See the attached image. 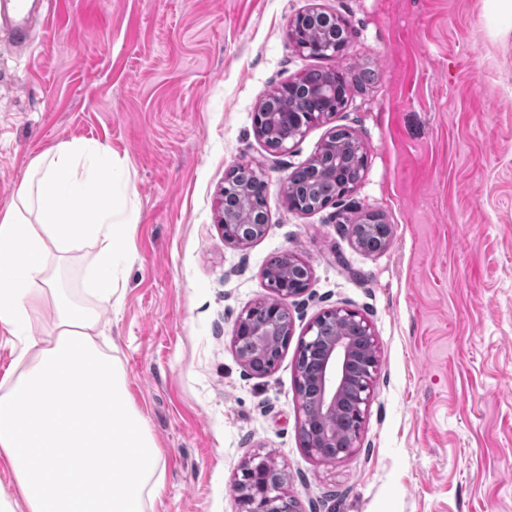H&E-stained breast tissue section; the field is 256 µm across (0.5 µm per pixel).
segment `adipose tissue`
Segmentation results:
<instances>
[{
  "mask_svg": "<svg viewBox=\"0 0 512 512\" xmlns=\"http://www.w3.org/2000/svg\"><path fill=\"white\" fill-rule=\"evenodd\" d=\"M83 160L89 177L78 176ZM139 212L111 151L74 142L38 157L0 211V329L24 345L0 378V456L13 493L0 512H147L164 463L128 402L120 360L97 341L102 306L121 299L113 278L126 255L113 247ZM99 306L72 301L50 271L87 241ZM50 310L37 333L34 313Z\"/></svg>",
  "mask_w": 512,
  "mask_h": 512,
  "instance_id": "ef3b65f1",
  "label": "adipose tissue"
}]
</instances>
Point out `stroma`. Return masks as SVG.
Returning a JSON list of instances; mask_svg holds the SVG:
<instances>
[{
  "mask_svg": "<svg viewBox=\"0 0 512 512\" xmlns=\"http://www.w3.org/2000/svg\"><path fill=\"white\" fill-rule=\"evenodd\" d=\"M348 30L337 57L301 54L288 22L309 0H60L25 50L0 46V209L27 167L64 142L98 143L128 168L141 212L116 243L123 299L101 327L131 404L165 459L149 512H239L243 463L270 454L301 512H512V0H318ZM372 77L287 151L254 129L258 105L309 70ZM335 129L367 153L354 190L288 209L279 180ZM269 177L265 234L225 243L230 169ZM390 227L364 252L352 227ZM290 252L312 271L290 300L275 369L246 373L238 316L271 294ZM98 248L70 253L71 296L94 303ZM374 325L381 368L355 455L303 448L295 360L323 310Z\"/></svg>",
  "mask_w": 512,
  "mask_h": 512,
  "instance_id": "stroma-1",
  "label": "stroma"
}]
</instances>
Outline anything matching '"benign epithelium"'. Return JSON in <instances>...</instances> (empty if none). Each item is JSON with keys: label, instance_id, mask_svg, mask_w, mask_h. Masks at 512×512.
<instances>
[{"label": "benign epithelium", "instance_id": "1", "mask_svg": "<svg viewBox=\"0 0 512 512\" xmlns=\"http://www.w3.org/2000/svg\"><path fill=\"white\" fill-rule=\"evenodd\" d=\"M320 20L336 28V17L313 4L298 12L287 27V38L301 53L310 57H337L344 45L316 43L304 33L307 19ZM352 81L339 71L326 72V78L308 81L301 78L276 88L267 99L288 102V111L255 113V130L265 139L276 134V149L288 150V143L304 136L310 126L330 118L343 107L351 93ZM302 169L282 179L288 208L300 214L321 210L351 193L355 184L337 188L336 196L316 205L300 202L294 187ZM283 261L298 265L304 277L295 278L273 272L265 275L273 296L261 299L251 309L265 310V319L255 322L244 312L237 320L233 346L244 365L256 376H267L275 368L288 346L292 320L288 301L304 294L310 287L309 266L291 253ZM308 338L301 340L296 359L295 387L303 419L300 437L303 448L328 463L354 456L365 414L374 393L380 368L379 346L371 322L347 306H336L319 314L307 327ZM287 475L272 458L257 453L241 469L233 492L245 512H299L298 502L287 491Z\"/></svg>", "mask_w": 512, "mask_h": 512}]
</instances>
